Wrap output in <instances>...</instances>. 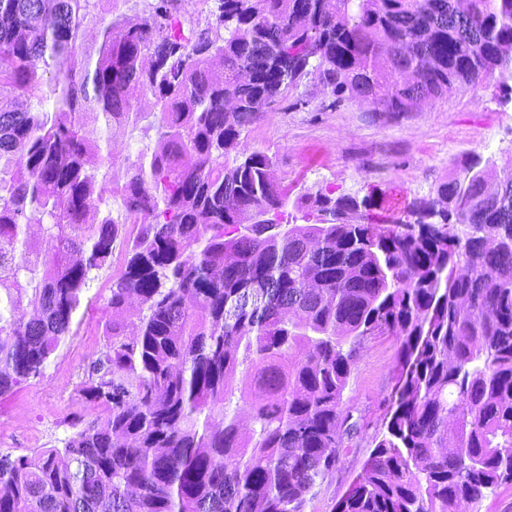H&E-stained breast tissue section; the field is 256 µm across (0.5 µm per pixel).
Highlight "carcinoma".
<instances>
[{
    "label": "carcinoma",
    "instance_id": "carcinoma-1",
    "mask_svg": "<svg viewBox=\"0 0 512 512\" xmlns=\"http://www.w3.org/2000/svg\"><path fill=\"white\" fill-rule=\"evenodd\" d=\"M211 1L186 28L185 0L132 25L123 0H0V397L43 373L138 226L79 386L102 415L0 454V512H305L359 433L343 394L383 334L395 383L337 512L479 504L512 481V166L489 195L473 153L411 218L373 224L368 198L330 189L287 211L273 159L236 148L307 79L391 115L456 85L512 96V0ZM152 114L155 146L113 181L109 132Z\"/></svg>",
    "mask_w": 512,
    "mask_h": 512
}]
</instances>
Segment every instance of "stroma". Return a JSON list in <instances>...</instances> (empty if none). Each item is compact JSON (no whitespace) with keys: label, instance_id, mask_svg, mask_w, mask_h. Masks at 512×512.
<instances>
[{"label":"stroma","instance_id":"1","mask_svg":"<svg viewBox=\"0 0 512 512\" xmlns=\"http://www.w3.org/2000/svg\"><path fill=\"white\" fill-rule=\"evenodd\" d=\"M330 93L314 80L303 81L273 108L260 114L239 140L242 154L261 151L275 162L274 174L291 197L313 195L325 186L370 197L375 223L405 217L413 204L433 196L470 153L512 164V103H501L494 87L461 85L416 111L392 117L370 112L365 102L332 105ZM157 131L114 133L112 176L124 181L127 166L143 145H155ZM125 267V248L113 250L112 266L101 271L81 297L72 333L47 362L40 377L0 398V453L25 454L57 446L71 434L68 417L90 415L78 393L87 364L104 344L112 320L108 305L112 276ZM397 343L383 335L362 346L344 392L343 404L361 433L343 449L335 469L315 490L307 512H335L361 474L380 429L384 398L393 385Z\"/></svg>","mask_w":512,"mask_h":512}]
</instances>
